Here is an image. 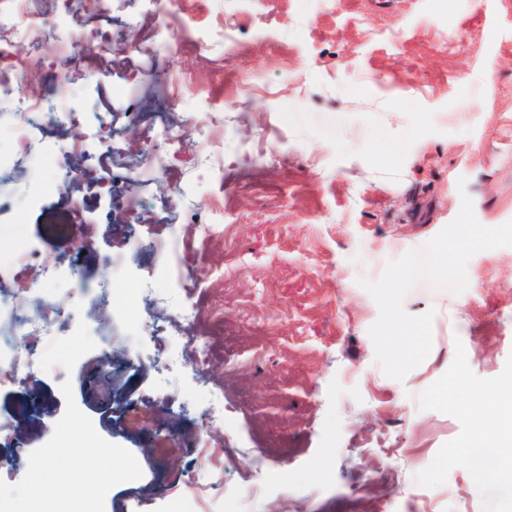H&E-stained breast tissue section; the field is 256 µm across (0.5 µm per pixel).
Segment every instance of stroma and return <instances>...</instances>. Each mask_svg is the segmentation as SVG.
<instances>
[{
  "label": "stroma",
  "instance_id": "1",
  "mask_svg": "<svg viewBox=\"0 0 512 512\" xmlns=\"http://www.w3.org/2000/svg\"><path fill=\"white\" fill-rule=\"evenodd\" d=\"M85 2L75 78L50 96H85L93 110L81 126L43 125L44 166L60 171L64 144L104 137L109 157L89 152L85 179L67 183L69 196L92 185L97 197L54 237L45 219L63 199L30 205L39 185L19 171L0 264L21 236L35 256L79 268L80 282L55 284L65 308L106 277L160 287L152 225L112 211L109 188L138 171L151 126L185 127L165 176L134 192L175 228L183 285L206 314L174 335L222 322L203 372L170 369L159 395L148 336L133 334L120 297L104 299L89 331L127 370L101 383L93 351L30 382L41 426L61 418L71 381L97 432L139 462L142 477L114 486L104 512H179L206 468L181 434L223 446L215 512H512V468L477 446L472 414L512 381V247L474 255L460 294L424 280L406 294L405 312L435 316L428 357L400 382L376 361L379 308L357 283L435 237L461 193L482 225L512 220V0H165L164 23L153 0ZM0 39L24 72L19 102L57 47L33 67L25 42ZM175 184L185 203L171 211ZM118 253L124 265L109 267ZM447 384L456 401L435 403ZM214 387L220 428L207 414Z\"/></svg>",
  "mask_w": 512,
  "mask_h": 512
}]
</instances>
